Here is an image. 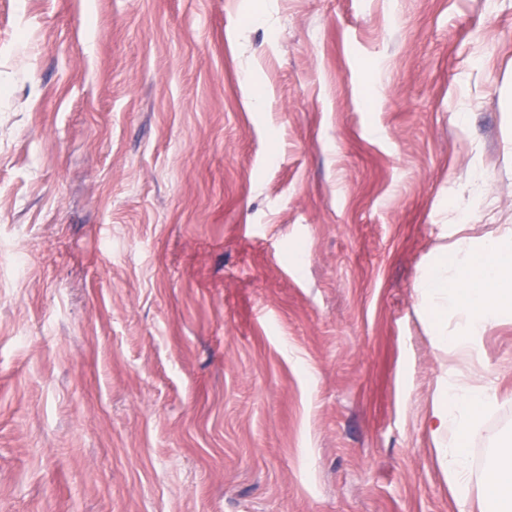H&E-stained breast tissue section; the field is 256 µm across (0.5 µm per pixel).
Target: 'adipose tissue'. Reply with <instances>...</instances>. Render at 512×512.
<instances>
[{
  "label": "adipose tissue",
  "mask_w": 512,
  "mask_h": 512,
  "mask_svg": "<svg viewBox=\"0 0 512 512\" xmlns=\"http://www.w3.org/2000/svg\"><path fill=\"white\" fill-rule=\"evenodd\" d=\"M417 298L424 315L434 316L433 341L439 352L471 355L479 339L499 317L512 312V236L478 248L441 252L422 274ZM460 316L461 332L448 333V313ZM495 397L494 383L479 377L477 385L439 386L432 398L430 433L457 492L475 491L480 504L495 512H512V441L497 448L486 477L472 484L469 443L480 432L479 413Z\"/></svg>",
  "instance_id": "adipose-tissue-1"
}]
</instances>
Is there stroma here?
I'll use <instances>...</instances> for the list:
<instances>
[{
	"mask_svg": "<svg viewBox=\"0 0 512 512\" xmlns=\"http://www.w3.org/2000/svg\"><path fill=\"white\" fill-rule=\"evenodd\" d=\"M512 228V0H0V512H479L418 306ZM478 384L463 389L440 385L432 398L430 433L448 473V484L467 494L472 486L468 468L469 442L480 433L479 413L495 397L494 382L480 376Z\"/></svg>",
	"mask_w": 512,
	"mask_h": 512,
	"instance_id": "obj_1",
	"label": "stroma"
}]
</instances>
